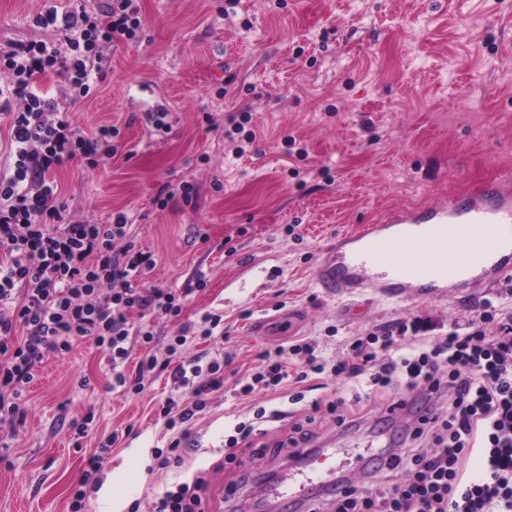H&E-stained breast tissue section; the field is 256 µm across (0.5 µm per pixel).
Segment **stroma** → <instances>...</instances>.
I'll return each instance as SVG.
<instances>
[{"mask_svg":"<svg viewBox=\"0 0 512 512\" xmlns=\"http://www.w3.org/2000/svg\"><path fill=\"white\" fill-rule=\"evenodd\" d=\"M108 0H0V44L60 43L35 27L48 8L102 12ZM141 38L112 48L88 96L67 110L86 133L120 130L117 151L98 166L74 160L52 176L66 215L99 224L132 220L137 249L150 253L147 286L187 288L176 318L130 312L133 340L124 370L148 354L166 359L182 325L222 315L212 337L188 338L183 355L221 361L224 386L183 441L182 467L157 472L155 455L174 433L161 414L187 402L191 386L173 368L146 375L128 395L112 387L108 355L92 340L49 356L25 396L26 417L0 429V512H69L85 460L116 435L87 512H152L174 483L205 470L206 505L229 486L222 512L253 499L267 475L297 464L287 453L224 467L235 417L256 407L294 411L295 384L252 396L240 383L267 352L290 338L315 340L329 360L373 327L399 324L411 336L464 332L476 310L512 311V275L485 288L459 284L440 298L388 299L369 291L339 296L319 287L315 269L336 238L394 210L435 204L493 181L512 180V0H137ZM151 86L153 99L136 93ZM169 128L148 120L154 103ZM243 133L227 138L230 116ZM195 188L160 204L162 186ZM203 288H196L197 278ZM371 394L359 431L344 434L319 410L317 447L347 443L344 462L377 444V421L391 403ZM93 421L77 437L73 421ZM111 489L104 498L103 489Z\"/></svg>","mask_w":512,"mask_h":512,"instance_id":"35a3bbf8","label":"stroma"}]
</instances>
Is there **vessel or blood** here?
I'll list each match as a JSON object with an SVG mask.
<instances>
[{
	"label": "vessel or blood",
	"instance_id": "b4317fda",
	"mask_svg": "<svg viewBox=\"0 0 512 512\" xmlns=\"http://www.w3.org/2000/svg\"><path fill=\"white\" fill-rule=\"evenodd\" d=\"M512 188L501 183L469 196L423 210H407L384 223L368 225L336 241V253L317 268L324 288L340 293L369 290L405 297L417 292L433 297L467 282L488 284L512 273ZM464 239L470 246L468 267L457 264L454 245ZM307 469L279 485L274 496L281 512H292L294 502L308 486L329 480L335 464Z\"/></svg>",
	"mask_w": 512,
	"mask_h": 512
}]
</instances>
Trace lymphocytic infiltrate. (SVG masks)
<instances>
[{"mask_svg": "<svg viewBox=\"0 0 512 512\" xmlns=\"http://www.w3.org/2000/svg\"><path fill=\"white\" fill-rule=\"evenodd\" d=\"M34 24L65 31L69 48L63 52L43 40L0 45V110L10 115L12 128L8 166L0 173V424L12 427L24 419L22 397L43 361L82 339L109 355L113 387L141 393L142 376L156 369L158 359L146 357L138 377L126 375L128 313L176 317L187 296L183 290L137 287L153 260L136 250L126 214L107 224L63 223V205L49 179L74 159L94 166L116 150L117 127L87 134L69 120L64 103L89 94L110 48L137 40L142 19L135 0H112L101 15L48 10ZM51 74L63 81L62 93L41 88V78ZM291 350L301 358L296 375L281 360L265 357L241 394L328 372L374 390L406 386L409 399L393 405L411 408L420 421L399 447L371 454L367 477L383 470L402 474L381 496L340 478L301 500L299 512H512L511 317L497 322L482 312L469 332L432 337L379 327L333 361L317 355L315 343L304 338ZM220 370L215 360L178 367L179 379L192 376L199 383L192 401L172 400L162 409L179 436L168 453L158 455L159 469L182 465L187 426L206 408L207 395L223 388ZM473 458L481 463L477 480L467 472ZM205 486L199 474L176 484L159 498L155 512H203Z\"/></svg>", "mask_w": 512, "mask_h": 512, "instance_id": "f902f5d3", "label": "lymphocytic infiltrate"}]
</instances>
